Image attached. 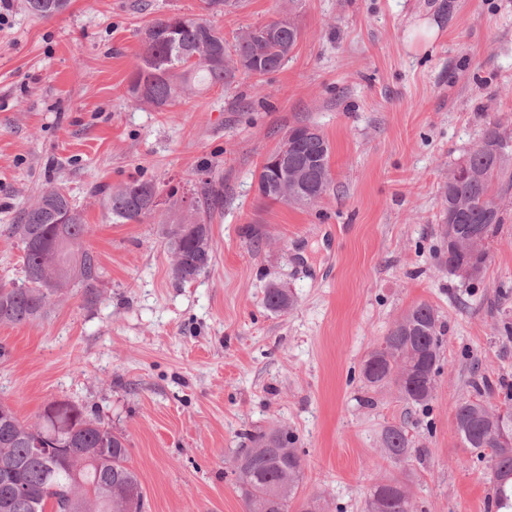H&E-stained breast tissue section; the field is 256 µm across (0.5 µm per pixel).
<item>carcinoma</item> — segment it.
<instances>
[{
  "mask_svg": "<svg viewBox=\"0 0 512 512\" xmlns=\"http://www.w3.org/2000/svg\"><path fill=\"white\" fill-rule=\"evenodd\" d=\"M69 0H27L40 18L62 12ZM142 53L129 84L131 98L156 108L173 105L200 86L229 87L236 73L263 76L280 69L301 38L291 19H281L238 32L233 41L208 20L173 14L155 20L139 32ZM288 169L301 175L291 182L316 204L329 190L331 147L319 132L306 126L289 129ZM512 167V137L494 121L464 158L448 170L443 186L442 219L454 230L438 260L454 274L463 264L484 263L500 224L498 199ZM272 170L263 165L257 191L266 202H283L279 190L268 188ZM112 220L139 222L155 213L158 187L132 179L118 187H100ZM81 213L65 190L44 188L25 208L11 232L22 244L25 279L0 284V323H24L40 318L63 288L78 282L86 300L96 298L100 269L94 254L82 247L89 233ZM163 238L172 256V274L187 283L207 272L213 263L209 225L163 224ZM265 306L278 313L289 310L293 297L276 284L265 290ZM447 325L433 306L421 303L395 321L361 367L364 386L372 391L394 390L408 406L425 407L433 399L440 370V354ZM475 399L456 403L457 431L464 447L489 459L490 512H512V440H501L500 427L512 430V406L502 411L483 400L474 383ZM503 422H498L499 412ZM250 446L238 452L236 485L247 512H325L320 497H302L305 462L294 447L288 429L276 426L258 435L248 434ZM126 437L112 431L100 416L69 401L49 403L33 423L19 420L0 402V512H143L144 494L129 465ZM385 454L397 463L417 457L408 432L391 425L382 434ZM367 512H414L410 487L389 478L373 484Z\"/></svg>",
  "mask_w": 512,
  "mask_h": 512,
  "instance_id": "1",
  "label": "carcinoma"
}]
</instances>
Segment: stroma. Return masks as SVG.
I'll return each instance as SVG.
<instances>
[{
  "label": "stroma",
  "mask_w": 512,
  "mask_h": 512,
  "mask_svg": "<svg viewBox=\"0 0 512 512\" xmlns=\"http://www.w3.org/2000/svg\"><path fill=\"white\" fill-rule=\"evenodd\" d=\"M232 37L290 17L302 35L278 71L238 74L156 109L132 102L138 33L171 14ZM435 32L422 43V28ZM501 120L512 134V0H70L51 18L10 0L0 26V282L24 278L10 226L50 184L91 232L94 303L74 283L33 322L0 323V401L36 421L54 400L125 434L144 512H246L234 458L244 433L287 425L305 459L301 494L365 512L367 491L406 480L418 512H487L488 463L464 447L454 405L512 402V189L480 276L437 260L448 169ZM299 124L331 147L332 184L314 206L267 203L265 159ZM156 183V214L116 224L95 186ZM209 180L223 200L197 215ZM205 218L212 267L177 283L165 224ZM290 291L274 313L264 291ZM448 325L436 392L410 408L366 393L360 369L420 303ZM406 426L422 459L386 456ZM265 306L275 313L289 310L294 303L293 297L276 284H269L265 290Z\"/></svg>",
  "instance_id": "35a3bbf8"
}]
</instances>
